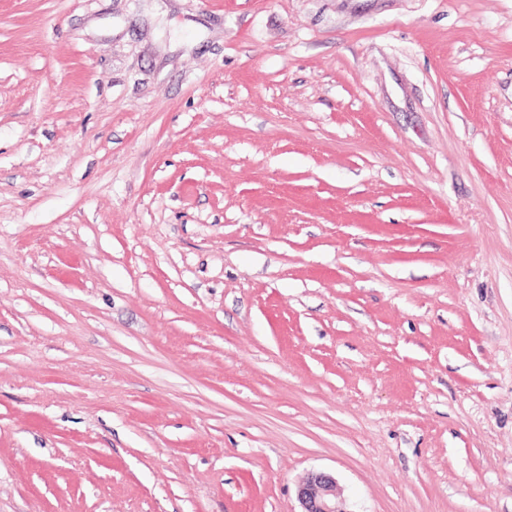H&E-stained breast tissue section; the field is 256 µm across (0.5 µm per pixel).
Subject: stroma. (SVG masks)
<instances>
[{"label": "stroma", "instance_id": "obj_1", "mask_svg": "<svg viewBox=\"0 0 512 512\" xmlns=\"http://www.w3.org/2000/svg\"><path fill=\"white\" fill-rule=\"evenodd\" d=\"M512 512V0H0V512ZM300 512H349L335 478L323 472L309 474L297 489Z\"/></svg>", "mask_w": 512, "mask_h": 512}]
</instances>
